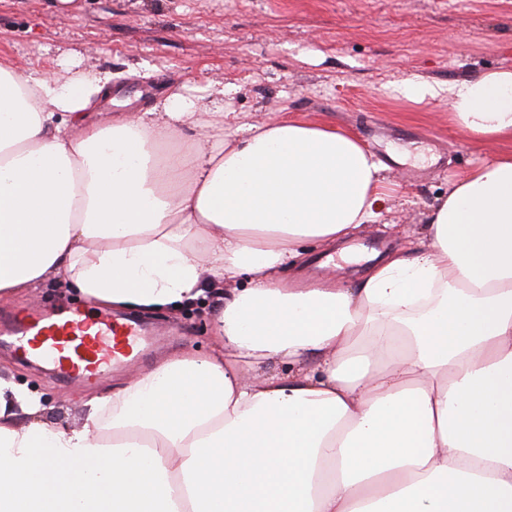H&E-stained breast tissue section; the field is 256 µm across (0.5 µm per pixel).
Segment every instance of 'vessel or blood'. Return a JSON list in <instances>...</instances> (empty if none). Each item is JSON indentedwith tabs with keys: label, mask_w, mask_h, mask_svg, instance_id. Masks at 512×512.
<instances>
[{
	"label": "vessel or blood",
	"mask_w": 512,
	"mask_h": 512,
	"mask_svg": "<svg viewBox=\"0 0 512 512\" xmlns=\"http://www.w3.org/2000/svg\"><path fill=\"white\" fill-rule=\"evenodd\" d=\"M151 334L146 324L124 318L39 307L0 327V336L21 358L43 362L55 377L83 385L135 362Z\"/></svg>",
	"instance_id": "1"
}]
</instances>
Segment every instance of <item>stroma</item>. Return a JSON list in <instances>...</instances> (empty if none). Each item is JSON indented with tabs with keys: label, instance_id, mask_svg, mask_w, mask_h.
Masks as SVG:
<instances>
[{
	"label": "stroma",
	"instance_id": "1",
	"mask_svg": "<svg viewBox=\"0 0 512 512\" xmlns=\"http://www.w3.org/2000/svg\"><path fill=\"white\" fill-rule=\"evenodd\" d=\"M0 59L65 78L108 71L126 98L149 107L179 93L200 108L221 103L241 121L281 116L357 135L399 186L373 223L350 239L382 250L418 244L438 197L480 161L512 152V139L470 141L451 120L449 85L512 67V0H0ZM439 87L410 99L406 80ZM21 310L84 307L55 281L0 303ZM160 333L127 372L92 387L51 377L0 347V376L42 393L52 418L83 423L91 397L121 389L163 361L213 343L209 310L156 311Z\"/></svg>",
	"mask_w": 512,
	"mask_h": 512
}]
</instances>
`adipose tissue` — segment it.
Listing matches in <instances>:
<instances>
[{
    "mask_svg": "<svg viewBox=\"0 0 512 512\" xmlns=\"http://www.w3.org/2000/svg\"><path fill=\"white\" fill-rule=\"evenodd\" d=\"M111 89L0 61V299L54 278L118 309L209 302L214 343L90 398L79 428L0 378V512H512V153L350 287L300 270L392 191L354 133L228 139L177 94L89 123ZM448 96L470 140L512 138V68Z\"/></svg>",
    "mask_w": 512,
    "mask_h": 512,
    "instance_id": "1",
    "label": "adipose tissue"
}]
</instances>
